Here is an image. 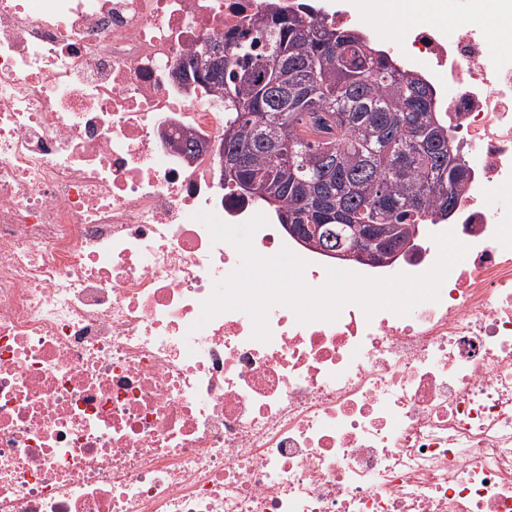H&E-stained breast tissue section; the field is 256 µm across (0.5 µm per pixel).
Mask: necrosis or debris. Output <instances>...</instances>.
<instances>
[{
    "mask_svg": "<svg viewBox=\"0 0 512 512\" xmlns=\"http://www.w3.org/2000/svg\"><path fill=\"white\" fill-rule=\"evenodd\" d=\"M266 2L0 0V512H512V41L487 26L512 0H430L448 26L281 0L419 75L467 161L448 219L344 270L423 273L449 229L469 252L410 315L278 306L263 343L239 311L196 328L238 264L196 213H265L255 250L309 285L328 257L165 140L223 133L173 67Z\"/></svg>",
    "mask_w": 512,
    "mask_h": 512,
    "instance_id": "1",
    "label": "necrosis or debris"
}]
</instances>
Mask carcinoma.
Segmentation results:
<instances>
[{"instance_id": "obj_1", "label": "carcinoma", "mask_w": 512, "mask_h": 512, "mask_svg": "<svg viewBox=\"0 0 512 512\" xmlns=\"http://www.w3.org/2000/svg\"><path fill=\"white\" fill-rule=\"evenodd\" d=\"M216 62L224 132H233L243 178H268L258 202L281 223L307 210L308 224H345L351 236L384 224L402 248L420 224L459 204L467 176L416 75L395 72L373 43L326 19L268 0Z\"/></svg>"}]
</instances>
